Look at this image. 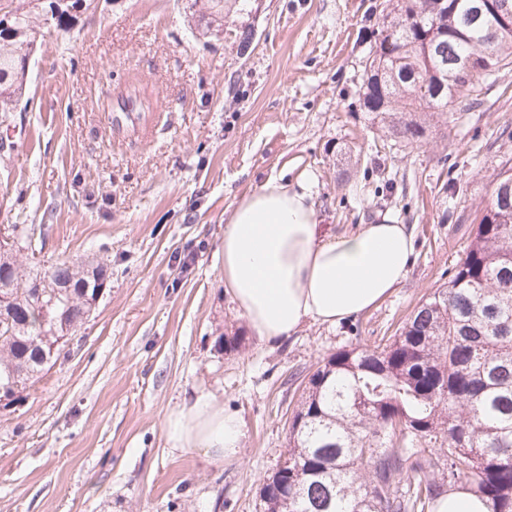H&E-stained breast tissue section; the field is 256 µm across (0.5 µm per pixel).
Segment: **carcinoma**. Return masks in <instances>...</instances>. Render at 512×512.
Here are the masks:
<instances>
[{"instance_id": "obj_1", "label": "carcinoma", "mask_w": 512, "mask_h": 512, "mask_svg": "<svg viewBox=\"0 0 512 512\" xmlns=\"http://www.w3.org/2000/svg\"><path fill=\"white\" fill-rule=\"evenodd\" d=\"M383 0L375 9L413 21L377 28L360 94L367 112L386 115L394 141H422L424 114L444 111L450 88L478 92L512 57V28L489 45L472 0ZM23 12L0 30V112L12 110L33 45ZM466 71L440 81L455 57ZM448 285L429 294L399 332L372 348L329 355L310 377L316 394L297 400L288 448L260 491L270 512H433L440 497L465 486L491 506L512 512V199L494 192L482 207ZM63 285L54 308L83 326L81 299L112 276L108 265L83 272L62 261L50 269ZM47 274L15 259L0 262V294L12 310L0 319V397L39 380L54 353L52 324L35 296Z\"/></svg>"}]
</instances>
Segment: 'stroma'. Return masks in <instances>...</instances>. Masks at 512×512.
I'll return each instance as SVG.
<instances>
[{"instance_id": "35a3bbf8", "label": "stroma", "mask_w": 512, "mask_h": 512, "mask_svg": "<svg viewBox=\"0 0 512 512\" xmlns=\"http://www.w3.org/2000/svg\"><path fill=\"white\" fill-rule=\"evenodd\" d=\"M48 2L12 0L35 41L0 121V224L36 227L41 268L96 257L112 277L40 380L0 407V512H262L291 376L394 335L452 275L512 160V64L404 148L359 102L376 0H228L208 34L207 0H79L52 18ZM271 176L310 182L322 236L410 225L406 278L339 324L259 338L224 292L222 242ZM199 394L240 417L238 458L168 447L165 419Z\"/></svg>"}]
</instances>
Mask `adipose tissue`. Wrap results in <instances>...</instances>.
<instances>
[{
    "label": "adipose tissue",
    "mask_w": 512,
    "mask_h": 512,
    "mask_svg": "<svg viewBox=\"0 0 512 512\" xmlns=\"http://www.w3.org/2000/svg\"><path fill=\"white\" fill-rule=\"evenodd\" d=\"M307 180L268 178L244 196L224 226V291L263 339H284L308 320L333 325L361 314L405 278L409 225L389 219L320 237ZM170 448L240 455L243 424L208 395L195 396L163 425Z\"/></svg>",
    "instance_id": "1"
}]
</instances>
